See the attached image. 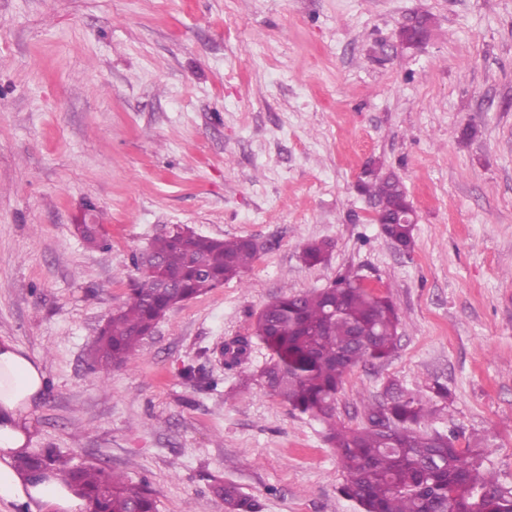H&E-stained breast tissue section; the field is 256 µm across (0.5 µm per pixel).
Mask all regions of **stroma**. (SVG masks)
Masks as SVG:
<instances>
[{
	"label": "stroma",
	"mask_w": 512,
	"mask_h": 512,
	"mask_svg": "<svg viewBox=\"0 0 512 512\" xmlns=\"http://www.w3.org/2000/svg\"><path fill=\"white\" fill-rule=\"evenodd\" d=\"M370 163L416 210L411 250L357 189ZM176 224L261 250L100 378L88 353L133 258ZM347 269L401 324L337 421L389 380L441 383L432 429L492 444L512 489V0H0V336L43 365L34 448L148 483L158 512H224V482L261 512H356L326 423L253 381L268 350L220 357L275 297Z\"/></svg>",
	"instance_id": "35a3bbf8"
}]
</instances>
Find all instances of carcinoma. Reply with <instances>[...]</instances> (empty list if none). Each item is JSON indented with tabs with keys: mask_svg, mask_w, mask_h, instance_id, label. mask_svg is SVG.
Listing matches in <instances>:
<instances>
[{
	"mask_svg": "<svg viewBox=\"0 0 512 512\" xmlns=\"http://www.w3.org/2000/svg\"><path fill=\"white\" fill-rule=\"evenodd\" d=\"M361 192L383 220L397 217L408 205L392 174L365 173ZM75 229L92 245L104 243L98 224ZM330 248L326 241L311 243L303 259L316 265ZM149 250L160 259L168 284L157 287L150 273L131 286L96 341L93 360L104 372L130 364L144 337L172 308L212 290L219 279L241 278L258 255L251 238L220 239L184 227L154 238ZM399 324L393 303L349 272L329 288L280 296L256 318L254 338L269 351L258 378L291 410L327 423L326 440L345 473L340 493L355 502L358 512H512V490L498 486L482 469V459L493 449L461 448L456 437L427 429L431 408L399 382H388L382 398L363 403L360 425L336 423L335 402L345 377L360 365L391 357ZM249 346L248 339L225 346V363L241 364ZM58 461L48 449L22 466L37 471ZM59 475L77 487L94 512H156L152 490L111 471L71 467ZM214 490L224 499L225 512H260V504L233 483Z\"/></svg>",
	"mask_w": 512,
	"mask_h": 512,
	"instance_id": "1",
	"label": "carcinoma"
}]
</instances>
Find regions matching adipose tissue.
I'll use <instances>...</instances> for the list:
<instances>
[{
	"label": "adipose tissue",
	"mask_w": 512,
	"mask_h": 512,
	"mask_svg": "<svg viewBox=\"0 0 512 512\" xmlns=\"http://www.w3.org/2000/svg\"><path fill=\"white\" fill-rule=\"evenodd\" d=\"M45 390L40 362L0 338V504L20 512H87V502L52 471L20 467L32 451L33 411Z\"/></svg>",
	"instance_id": "ef3b65f1"
}]
</instances>
